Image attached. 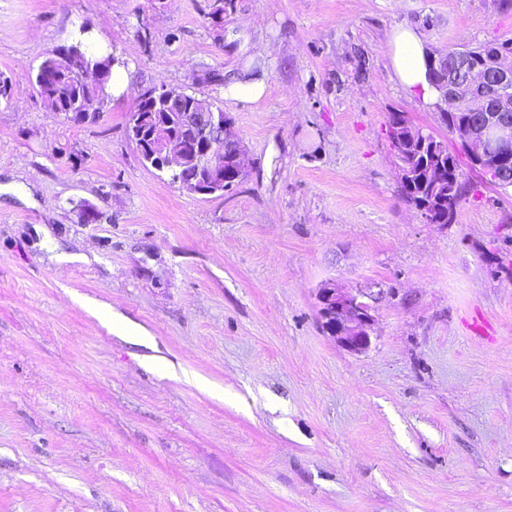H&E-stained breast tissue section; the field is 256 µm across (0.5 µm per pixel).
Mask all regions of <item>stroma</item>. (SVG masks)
<instances>
[{"mask_svg": "<svg viewBox=\"0 0 512 512\" xmlns=\"http://www.w3.org/2000/svg\"><path fill=\"white\" fill-rule=\"evenodd\" d=\"M212 4L0 0V512H512V187L464 168L424 221L388 116L449 132L387 43L512 39V0ZM82 29L132 90L78 123L29 78ZM256 62L266 96L225 99ZM162 84L233 120L232 190L143 164ZM329 282L373 295L366 352L323 330ZM407 171H402L401 177L403 181H406ZM418 177L412 179V181L404 183L401 180L402 192L407 200L412 203L417 209L421 207V204L429 197L430 189H425L417 182ZM437 207H433L430 203H426L424 207L420 208L421 216L427 223L430 224H443L444 220L437 214Z\"/></svg>", "mask_w": 512, "mask_h": 512, "instance_id": "stroma-1", "label": "stroma"}]
</instances>
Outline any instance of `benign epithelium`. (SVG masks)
Listing matches in <instances>:
<instances>
[{
    "label": "benign epithelium",
    "instance_id": "benign-epithelium-1",
    "mask_svg": "<svg viewBox=\"0 0 512 512\" xmlns=\"http://www.w3.org/2000/svg\"><path fill=\"white\" fill-rule=\"evenodd\" d=\"M464 76L450 71L441 80V104L452 110L456 98L465 95L472 112L455 130L454 136L477 165L500 185H511L506 162L512 154V72L495 70L470 62L466 51L456 52ZM157 103L172 109L165 124L152 113L139 112L129 121V136L137 145L147 144L153 167L175 173L179 187L201 196L230 190L243 175L244 149L232 120L216 112L207 101L195 110H184V93L163 87L153 91ZM494 99L496 112L486 111V101ZM362 292L351 293L328 283L318 290L319 314L323 329L349 353L359 354L371 345L374 306Z\"/></svg>",
    "mask_w": 512,
    "mask_h": 512
}]
</instances>
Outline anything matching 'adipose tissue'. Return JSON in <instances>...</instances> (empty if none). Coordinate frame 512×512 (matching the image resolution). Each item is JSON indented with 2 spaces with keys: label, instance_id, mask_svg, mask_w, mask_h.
Returning a JSON list of instances; mask_svg holds the SVG:
<instances>
[{
  "label": "adipose tissue",
  "instance_id": "obj_1",
  "mask_svg": "<svg viewBox=\"0 0 512 512\" xmlns=\"http://www.w3.org/2000/svg\"><path fill=\"white\" fill-rule=\"evenodd\" d=\"M390 66L403 90L419 95L426 103H436L439 92L430 76L433 53L422 35L412 26H395L389 35Z\"/></svg>",
  "mask_w": 512,
  "mask_h": 512
}]
</instances>
